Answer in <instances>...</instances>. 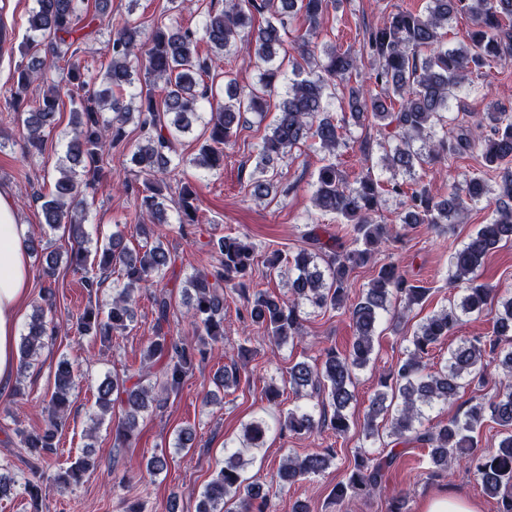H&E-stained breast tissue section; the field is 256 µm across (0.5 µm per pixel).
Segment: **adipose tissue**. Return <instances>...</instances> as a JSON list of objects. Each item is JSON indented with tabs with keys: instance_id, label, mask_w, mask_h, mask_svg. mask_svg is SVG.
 <instances>
[{
	"instance_id": "obj_1",
	"label": "adipose tissue",
	"mask_w": 512,
	"mask_h": 512,
	"mask_svg": "<svg viewBox=\"0 0 512 512\" xmlns=\"http://www.w3.org/2000/svg\"><path fill=\"white\" fill-rule=\"evenodd\" d=\"M31 280L25 227L12 191L0 186V394L10 389L15 376L21 306Z\"/></svg>"
}]
</instances>
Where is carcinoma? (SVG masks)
<instances>
[{
    "label": "carcinoma",
    "mask_w": 512,
    "mask_h": 512,
    "mask_svg": "<svg viewBox=\"0 0 512 512\" xmlns=\"http://www.w3.org/2000/svg\"><path fill=\"white\" fill-rule=\"evenodd\" d=\"M28 17L29 30L36 40L27 47V62L17 67L9 89V104L22 126L27 153L43 150L46 129L68 97L72 108V135L66 144L65 159L59 167L52 192L40 195L44 224L54 230L61 226L72 235L74 247L70 263L84 272L82 286L95 295L108 275L118 270L125 282L112 296L110 307L88 304L75 322L81 335L110 343L115 332L126 330L134 318V291L160 276L172 265V254L157 237L168 223V202L174 201L179 216L178 232L197 222L195 187L180 181L177 199L168 197L170 186L158 176L191 163L208 172L224 167V146L232 141L246 112L259 116L268 111L270 100L281 94L278 117L270 134L263 138L250 174V197L262 201L277 193L270 169L277 161L310 139L319 142L330 156L344 144L347 127L361 126L373 118L383 128L393 130L399 143L391 147L379 143L383 167L413 175L432 160H445L483 139L485 166L497 173V189H492L484 172L471 175L450 188L448 198L437 201L423 187L409 191L399 182L383 183L372 175L353 182L334 161L317 171L311 184L313 205L344 221L349 247L323 242L312 231L307 238L312 250L298 252L291 261L294 276L288 278L287 294L276 297L255 292L246 297L250 323L264 333L275 348L302 335L303 306L317 309H347L354 328L351 349L324 350L321 362L303 360L288 368L290 388L306 402L289 409L282 427L293 433L310 431L315 425L341 435L350 428L348 409L355 395L356 371L364 369L375 350L381 317L398 303L409 310L423 302L428 289L411 283L393 262L380 265L377 276L361 296L348 302L352 270L368 262L388 234L386 225L375 220L382 197L403 198L400 222L406 226L450 224L452 219L495 194L492 216L453 253L448 261L450 283L464 284V296L420 322L403 357L381 376L379 389L371 399L364 435L374 442L391 438L393 447L383 454L359 451L347 480L336 486L334 498L369 495L382 483L385 471L400 457L397 446L417 443L428 449L429 463L442 470L448 456L460 448H470V470L484 491L496 499L497 512H512V292H500L478 281L484 258L493 250L512 242V113L495 104L486 111L467 114L458 132L448 134L451 100L468 74L482 75L484 69L512 62V0H428L425 10L399 9L380 26L366 30L363 52L355 55L331 46L318 55L310 48L309 36L316 33L329 8L343 0H224V7L209 4L200 32L174 24H158L148 36L141 26L128 19L112 22L111 0H95L94 12L84 0H35ZM304 15L308 26L296 39L297 56L278 59L287 35L285 16ZM467 13L473 29L468 43L448 47V21ZM98 24L110 33L107 42L111 62L102 77L103 88L90 89L95 78L79 56L77 47L82 23ZM205 41L210 53L202 55L198 46ZM244 51L260 68L258 80L240 86L232 69L216 71L214 58L229 62ZM367 59V81L384 90L372 94L364 82L351 84L360 75L362 59ZM144 65L145 79L135 85L133 64ZM59 70L64 83L48 82L49 71ZM39 81L46 89L38 96L35 109L20 111L30 86ZM348 89L349 116L336 121L330 107L339 87ZM209 105L208 140L190 160L179 152L178 137L191 131ZM136 124L142 138L130 157L138 168L141 186L135 190L139 215V235L145 244L129 249L119 234L90 251L82 224L85 222L89 190L98 182L112 150L127 138L126 126ZM214 263L198 269L188 279L185 293L187 313L199 342L189 344L165 331L169 304L154 297L157 311L155 336L143 350V360L125 378H106L97 387L100 422L121 409L115 447L123 448L134 437L139 416L161 410L170 394L179 390L184 378L208 354L209 341L224 336V290L246 293V279L255 263V248L244 238L227 234L212 243ZM492 314V335L460 341L448 349L446 363L436 371L427 370L425 358L459 326L463 319ZM58 326L38 307L22 337L19 354L24 367L45 345ZM496 355L505 372L493 397L471 406L463 416L431 423L430 412L454 402L462 389L482 384L485 351ZM78 374L67 359L59 362L54 391L47 402V427L33 434L17 430L20 443L29 454L45 459L56 453L54 440L67 425L72 391ZM237 368L224 369L214 377L217 388L229 390L239 385ZM500 427L501 439L494 454L475 451L476 433L484 422ZM267 421L257 417L245 426L250 447L263 445ZM331 449L303 457L287 456L272 481L292 485L329 468ZM243 449L225 447L224 466L201 492L198 512H271L270 491L243 477ZM90 452L60 471L56 481L70 486L80 483L90 468ZM168 469V458L151 457L140 470L144 480ZM41 472L34 467L23 480L0 467V496L21 488L32 500L39 499Z\"/></svg>",
    "instance_id": "cac0c4a2"
}]
</instances>
